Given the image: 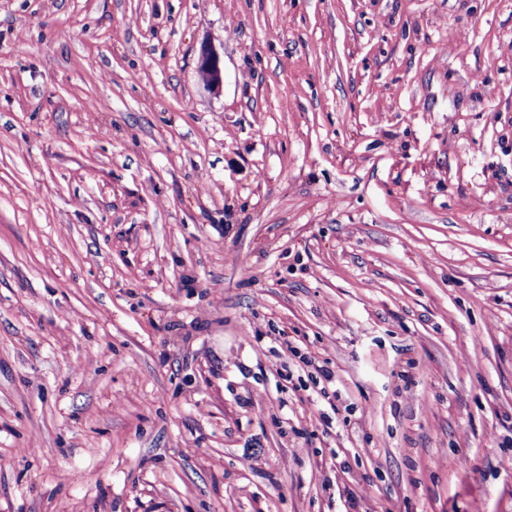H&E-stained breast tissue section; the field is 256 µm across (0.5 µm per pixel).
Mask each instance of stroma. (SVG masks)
<instances>
[{"label":"stroma","mask_w":512,"mask_h":512,"mask_svg":"<svg viewBox=\"0 0 512 512\" xmlns=\"http://www.w3.org/2000/svg\"><path fill=\"white\" fill-rule=\"evenodd\" d=\"M0 512H512V0H0ZM198 69L207 78V87L219 89L224 80L223 62L218 50L211 44L201 46L198 56Z\"/></svg>","instance_id":"1"}]
</instances>
